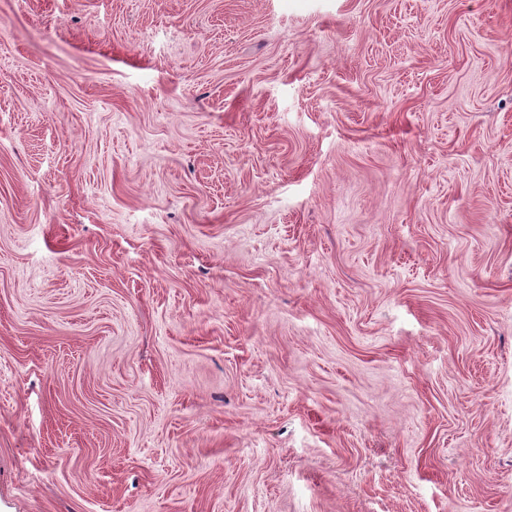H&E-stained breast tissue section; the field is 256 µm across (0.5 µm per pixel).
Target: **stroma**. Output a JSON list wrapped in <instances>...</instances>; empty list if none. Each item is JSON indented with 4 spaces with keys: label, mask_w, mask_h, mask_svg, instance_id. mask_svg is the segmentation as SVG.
<instances>
[{
    "label": "stroma",
    "mask_w": 512,
    "mask_h": 512,
    "mask_svg": "<svg viewBox=\"0 0 512 512\" xmlns=\"http://www.w3.org/2000/svg\"><path fill=\"white\" fill-rule=\"evenodd\" d=\"M0 512H512V0H0Z\"/></svg>",
    "instance_id": "35a3bbf8"
}]
</instances>
